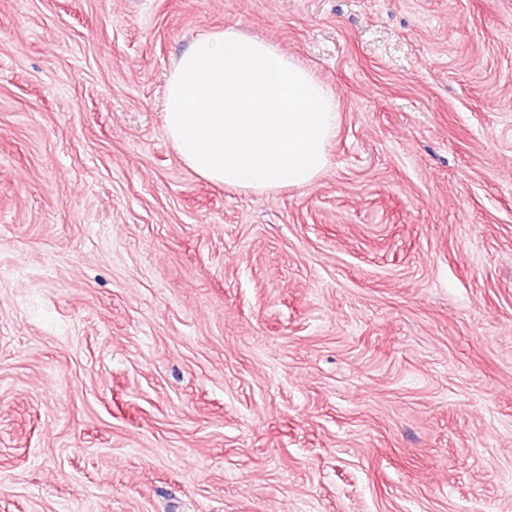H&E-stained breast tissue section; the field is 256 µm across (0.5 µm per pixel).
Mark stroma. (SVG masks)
<instances>
[{"mask_svg":"<svg viewBox=\"0 0 512 512\" xmlns=\"http://www.w3.org/2000/svg\"><path fill=\"white\" fill-rule=\"evenodd\" d=\"M226 26L334 92L312 185L169 143ZM0 512H512V0H0Z\"/></svg>","mask_w":512,"mask_h":512,"instance_id":"stroma-1","label":"stroma"}]
</instances>
